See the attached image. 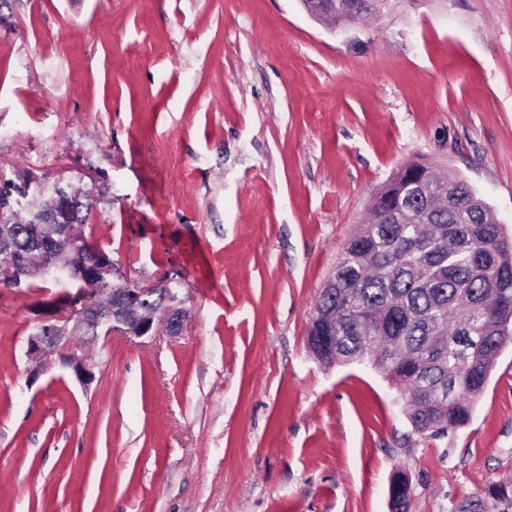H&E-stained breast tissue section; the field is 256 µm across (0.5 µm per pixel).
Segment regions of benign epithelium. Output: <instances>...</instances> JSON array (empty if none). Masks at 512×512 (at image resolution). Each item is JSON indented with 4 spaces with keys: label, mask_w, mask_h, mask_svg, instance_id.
Returning <instances> with one entry per match:
<instances>
[{
    "label": "benign epithelium",
    "mask_w": 512,
    "mask_h": 512,
    "mask_svg": "<svg viewBox=\"0 0 512 512\" xmlns=\"http://www.w3.org/2000/svg\"><path fill=\"white\" fill-rule=\"evenodd\" d=\"M442 176L443 172L435 166L428 168L424 173L425 197L428 206L433 209L441 208L446 204L445 195L434 188L435 181ZM84 252L88 256L84 269L95 271V275L85 283L86 289H84V292L92 295V298L82 297L78 302L67 307H44L41 317L44 333L38 332L28 337L26 353L35 369L41 368L42 360L55 353L65 366L73 370L78 379L88 384L95 378L98 363L91 354L77 356L72 352L74 335L84 333L85 329L91 326H100L106 335L121 332L134 338L151 337L157 332V324L154 314L143 313L130 303L133 295L146 293L148 289L132 288L128 283L102 287L98 275L100 267L94 265L95 249L87 242ZM52 260L50 251L41 250L20 266L7 261L0 265V280L4 282L15 274L27 275L35 261L41 265L42 271L48 274L54 269L51 265ZM185 320L186 311L180 306L171 304L167 308L165 330L172 335H179L184 329ZM409 487L408 474L401 470L396 471L389 484V500H395L398 494Z\"/></svg>",
    "instance_id": "1"
}]
</instances>
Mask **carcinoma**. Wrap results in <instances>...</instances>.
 I'll return each instance as SVG.
<instances>
[{"label": "carcinoma", "instance_id": "carcinoma-1", "mask_svg": "<svg viewBox=\"0 0 512 512\" xmlns=\"http://www.w3.org/2000/svg\"><path fill=\"white\" fill-rule=\"evenodd\" d=\"M375 0H336L342 32L368 16ZM393 176L377 191L370 216L346 242L334 283L316 305L315 336H333L335 362L367 361L406 402L420 435L445 437L470 420L500 351L512 343V240L484 224L487 203L462 179L447 175L448 207L429 212L418 188L401 191ZM80 202L62 189L30 218L0 210V238L25 252L44 224L60 232L82 223ZM83 250L63 240L56 263L71 274L51 301L66 306L85 288Z\"/></svg>", "mask_w": 512, "mask_h": 512}]
</instances>
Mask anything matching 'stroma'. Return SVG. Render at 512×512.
Masks as SVG:
<instances>
[{
    "label": "stroma",
    "instance_id": "obj_1",
    "mask_svg": "<svg viewBox=\"0 0 512 512\" xmlns=\"http://www.w3.org/2000/svg\"><path fill=\"white\" fill-rule=\"evenodd\" d=\"M467 182L512 237V0H401L345 33L300 0H11L0 178L61 185L177 336L114 334L82 384L27 338L60 285L0 287V512H459L512 484V346L470 421L412 432L369 364L308 326L401 165Z\"/></svg>",
    "mask_w": 512,
    "mask_h": 512
}]
</instances>
